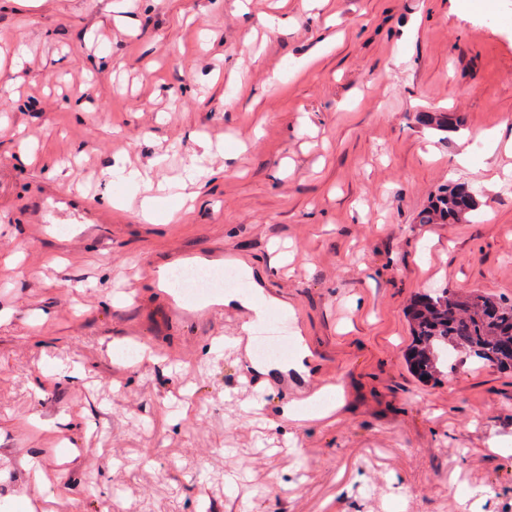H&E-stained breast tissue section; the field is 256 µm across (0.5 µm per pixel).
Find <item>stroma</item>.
Returning a JSON list of instances; mask_svg holds the SVG:
<instances>
[{
	"label": "stroma",
	"instance_id": "1",
	"mask_svg": "<svg viewBox=\"0 0 512 512\" xmlns=\"http://www.w3.org/2000/svg\"><path fill=\"white\" fill-rule=\"evenodd\" d=\"M116 2L0 0V512H28L30 457L50 512H461L463 494L512 512V373L425 383L404 359L414 295L512 303V184L484 187L512 167L486 138L512 137V0ZM193 161L217 174L191 213L113 207L135 195L114 165L167 184ZM451 182L475 210L419 223ZM51 194L66 213L40 212ZM205 259L240 286L190 297L155 274ZM263 317L287 318L310 376L204 356ZM309 398L344 405L283 421ZM418 120L425 126L437 131H457L463 126V119L449 112H426L418 116Z\"/></svg>",
	"mask_w": 512,
	"mask_h": 512
}]
</instances>
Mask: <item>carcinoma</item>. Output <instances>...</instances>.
I'll use <instances>...</instances> for the list:
<instances>
[{
	"label": "carcinoma",
	"mask_w": 512,
	"mask_h": 512,
	"mask_svg": "<svg viewBox=\"0 0 512 512\" xmlns=\"http://www.w3.org/2000/svg\"><path fill=\"white\" fill-rule=\"evenodd\" d=\"M437 131H457L463 119L449 112L418 116ZM476 205L472 191L458 184L443 187L421 213V224L454 223ZM413 344L407 353L411 371L432 378L448 362V355L500 368H512V304H502L478 292L446 288L419 295L409 307Z\"/></svg>",
	"instance_id": "cac0c4a2"
}]
</instances>
